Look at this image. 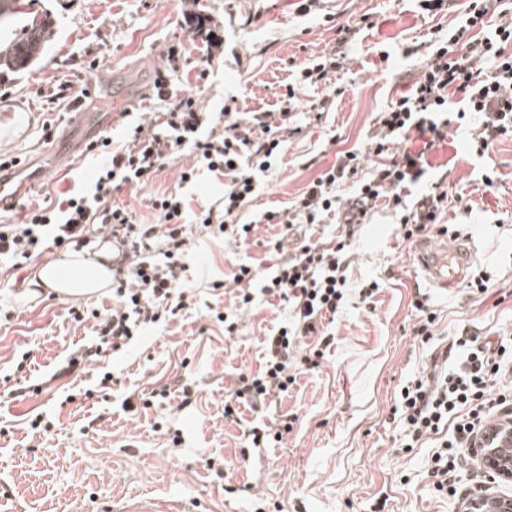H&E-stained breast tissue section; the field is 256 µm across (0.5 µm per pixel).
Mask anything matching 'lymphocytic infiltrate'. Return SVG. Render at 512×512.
<instances>
[{
    "label": "lymphocytic infiltrate",
    "instance_id": "lymphocytic-infiltrate-1",
    "mask_svg": "<svg viewBox=\"0 0 512 512\" xmlns=\"http://www.w3.org/2000/svg\"><path fill=\"white\" fill-rule=\"evenodd\" d=\"M490 3L469 0L447 36L435 40L410 93L379 113L365 150L340 152L288 208L262 214V221L289 232L331 217L339 234L333 242L300 238L262 278L255 266L236 265L232 280L243 288L237 296L241 306L252 303L249 287L258 279L261 294L278 298L287 314L266 339L261 371L238 377L224 402L225 416L238 414L246 405L258 408L268 396L287 392L296 371L320 367L333 338L320 334L318 324L348 301L347 249L374 208L382 204L392 210L406 241L449 232V225L442 222L448 200L443 182L431 183L411 204L406 191L425 178V152L446 139L452 119L479 114L480 126L469 142L477 156H485L498 141L512 139V11L502 12L498 23L490 24ZM296 87L288 85L280 110L238 112L225 107L215 116L202 111L193 94L174 96L168 77L158 73L155 88L164 111L148 125L136 126L124 149L112 148L107 137L93 141L87 148L96 166L91 182L61 200L44 198L42 204L25 210L21 221L0 224V259L10 262L7 274L18 275L34 254L51 247H88L104 228L112 238L115 302L98 323V346L120 350L143 330L174 319L193 298L184 276L191 250L186 219L214 228L227 240H247L252 225L244 217L257 197L260 178L272 170L294 133L292 123L301 109ZM456 100L461 103L457 109L452 106ZM416 134L424 138V149L418 153L409 148ZM184 152L195 162L180 172V183L191 182L202 172L219 176L224 180L222 197L191 214L185 196L171 189L150 197L154 223H138L118 192L152 182ZM368 154L375 159L369 167L364 164ZM344 187L349 190L345 198L340 195ZM312 335L318 338L316 345H305V338ZM455 344V367L407 381L393 418L405 432V450L440 436L428 460L433 486L442 495L464 501L468 495L457 483L456 472L470 461L467 448L489 418L512 406V333H501L493 341L479 335L460 337Z\"/></svg>",
    "mask_w": 512,
    "mask_h": 512
}]
</instances>
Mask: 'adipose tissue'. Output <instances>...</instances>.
<instances>
[{"mask_svg": "<svg viewBox=\"0 0 512 512\" xmlns=\"http://www.w3.org/2000/svg\"><path fill=\"white\" fill-rule=\"evenodd\" d=\"M112 252L103 246L94 256L77 253L39 268L35 276L40 287L70 296L89 295L108 285L112 279Z\"/></svg>", "mask_w": 512, "mask_h": 512, "instance_id": "ef3b65f1", "label": "adipose tissue"}]
</instances>
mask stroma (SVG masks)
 Instances as JSON below:
<instances>
[{
  "instance_id": "obj_1",
  "label": "stroma",
  "mask_w": 512,
  "mask_h": 512,
  "mask_svg": "<svg viewBox=\"0 0 512 512\" xmlns=\"http://www.w3.org/2000/svg\"><path fill=\"white\" fill-rule=\"evenodd\" d=\"M20 2L47 19L52 37L29 70L0 78V112L17 114L0 124V158L45 170L44 182L25 190L33 199L58 197L92 173L82 148L69 158L58 154L74 122L71 105L57 96L61 85L97 86L86 104L102 122L101 135L120 146L127 101L159 111L149 98L158 71L169 74L173 93L195 94L208 111L227 103L240 112L275 110L300 69L335 46L337 27L370 15L373 27L360 32L331 76L335 109L292 138L263 180L254 202L262 210L286 208L338 151L364 147L376 112L408 91L409 71L425 59L421 52L405 56V47L452 27L466 0H451L433 17L422 16L414 0H318L306 15L298 0ZM200 13L217 35L203 81L196 78L201 43L187 33ZM471 132L450 126L447 149L430 154V172L447 176L443 221L472 237L470 271L488 272L492 288L473 296L462 287H429L414 273L413 242L399 238L390 210L376 209L351 248L349 275L351 285L380 278L384 288L368 302L351 294L331 326L335 340L321 367L298 375L265 414L245 408L225 417L224 400L239 374L259 371L264 340L282 312L256 297L232 336L215 315L233 305L235 265L269 266L278 227L255 225L237 244L192 227L186 284L196 303L111 355L115 385H101L88 362L66 365L92 344L94 316L111 308V288L80 298L35 288L34 273L59 259L58 248L33 260L15 288L0 277V512H370L380 498L388 512H460L427 474L434 440L404 451L391 410L401 386L432 365L415 334L416 298L435 310L445 346L468 331L512 327V140L479 158L468 150ZM192 162L180 157L146 186L123 189L121 199L138 221L153 222L149 197L176 187L180 168ZM490 169L499 180L488 189L481 177ZM73 305L88 317L74 321ZM186 383L185 400L179 389ZM162 386L169 397L150 403ZM285 413L297 421L281 442L248 446L245 429ZM37 417L51 421V430H32Z\"/></svg>"
}]
</instances>
